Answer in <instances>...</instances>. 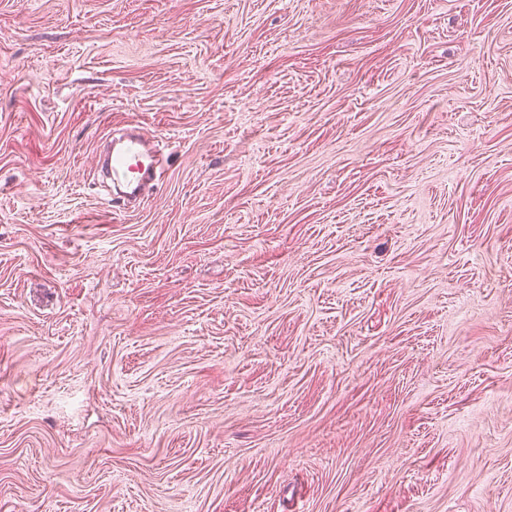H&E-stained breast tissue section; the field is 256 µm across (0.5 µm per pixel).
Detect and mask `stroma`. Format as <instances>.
Instances as JSON below:
<instances>
[{"instance_id":"obj_1","label":"stroma","mask_w":512,"mask_h":512,"mask_svg":"<svg viewBox=\"0 0 512 512\" xmlns=\"http://www.w3.org/2000/svg\"><path fill=\"white\" fill-rule=\"evenodd\" d=\"M0 512H512V0H0ZM146 151L149 150L132 133L114 141L112 154L104 162L102 179L122 194L137 195L138 183L152 165H146Z\"/></svg>"}]
</instances>
